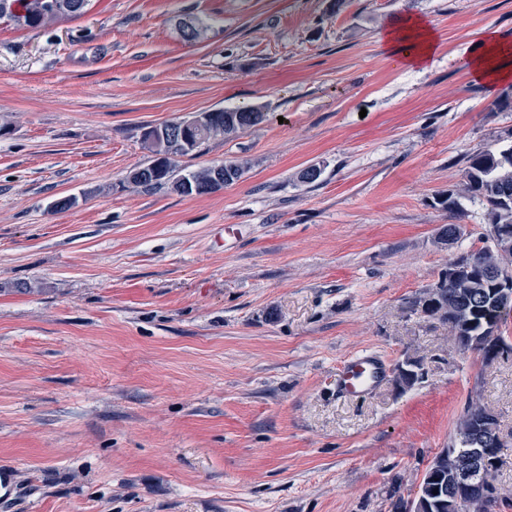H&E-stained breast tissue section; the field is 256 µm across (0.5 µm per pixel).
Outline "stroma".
Wrapping results in <instances>:
<instances>
[{
    "instance_id": "stroma-1",
    "label": "stroma",
    "mask_w": 512,
    "mask_h": 512,
    "mask_svg": "<svg viewBox=\"0 0 512 512\" xmlns=\"http://www.w3.org/2000/svg\"><path fill=\"white\" fill-rule=\"evenodd\" d=\"M329 4L0 19V512H391L471 399L497 415L512 512V355L483 365L407 307L487 230L483 201L461 198L458 219L441 201L472 153L512 142V86L462 66L482 26L512 45V0ZM407 13L438 36L424 70L379 41ZM238 107L268 117L178 166L243 160L242 179L201 196L128 184L153 160L145 128ZM364 352L427 375L337 396Z\"/></svg>"
}]
</instances>
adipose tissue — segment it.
<instances>
[{
    "label": "adipose tissue",
    "instance_id": "adipose-tissue-1",
    "mask_svg": "<svg viewBox=\"0 0 512 512\" xmlns=\"http://www.w3.org/2000/svg\"><path fill=\"white\" fill-rule=\"evenodd\" d=\"M386 50L404 66H427L437 48L432 27L418 17L405 16L390 24L381 35ZM465 69L489 89L512 84V46L506 45L496 29L484 26L475 33Z\"/></svg>",
    "mask_w": 512,
    "mask_h": 512
}]
</instances>
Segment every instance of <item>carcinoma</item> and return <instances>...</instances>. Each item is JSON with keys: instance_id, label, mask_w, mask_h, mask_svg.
<instances>
[{"instance_id": "obj_1", "label": "carcinoma", "mask_w": 512, "mask_h": 512, "mask_svg": "<svg viewBox=\"0 0 512 512\" xmlns=\"http://www.w3.org/2000/svg\"><path fill=\"white\" fill-rule=\"evenodd\" d=\"M76 0H0V17H8L17 28H40L79 15L73 9ZM215 122L205 127L197 143L216 136H231L267 120V114L253 108L219 109ZM176 165H163L159 159L141 168V178L130 181L136 187L167 188L180 195L213 193L237 181L245 164H224V180L218 183L216 166H209L174 175ZM460 193L477 197L486 205L490 244L469 250L450 262L433 286L407 301L412 310L425 311V301L436 297L437 307L430 317L448 328L451 336L466 338L469 348L481 353L498 341H506L501 326L512 315V303L504 304L486 270L502 266L512 270V237L497 239L493 232L512 227V145L488 148L468 157ZM400 378L413 386L422 382L417 361L406 358L397 366ZM489 406L477 400L468 403L457 425L459 435L454 452L438 467L425 472L414 496L413 512H494L503 503L501 497L487 498L459 488L454 481L453 458L467 457L477 447L479 418ZM494 438L486 444L483 459L491 480H496L504 443L499 422L493 421Z\"/></svg>"}]
</instances>
